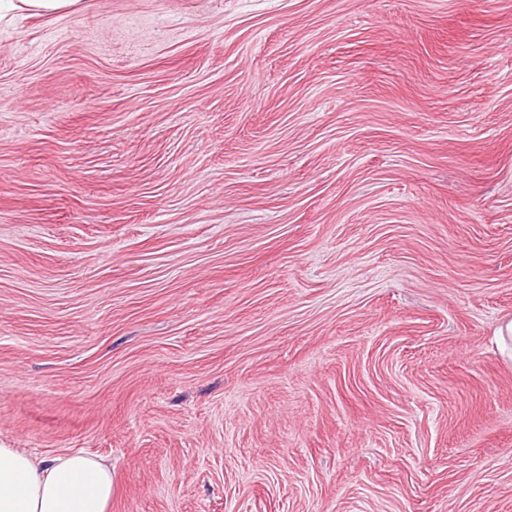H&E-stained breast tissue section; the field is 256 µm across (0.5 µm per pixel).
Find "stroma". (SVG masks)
Returning <instances> with one entry per match:
<instances>
[{
	"mask_svg": "<svg viewBox=\"0 0 512 512\" xmlns=\"http://www.w3.org/2000/svg\"><path fill=\"white\" fill-rule=\"evenodd\" d=\"M512 0L0 24V447L110 512H512Z\"/></svg>",
	"mask_w": 512,
	"mask_h": 512,
	"instance_id": "stroma-1",
	"label": "stroma"
}]
</instances>
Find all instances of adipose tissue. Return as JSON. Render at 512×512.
<instances>
[{"instance_id": "obj_1", "label": "adipose tissue", "mask_w": 512, "mask_h": 512, "mask_svg": "<svg viewBox=\"0 0 512 512\" xmlns=\"http://www.w3.org/2000/svg\"><path fill=\"white\" fill-rule=\"evenodd\" d=\"M111 502L112 465L103 457L0 447V512H108Z\"/></svg>"}]
</instances>
